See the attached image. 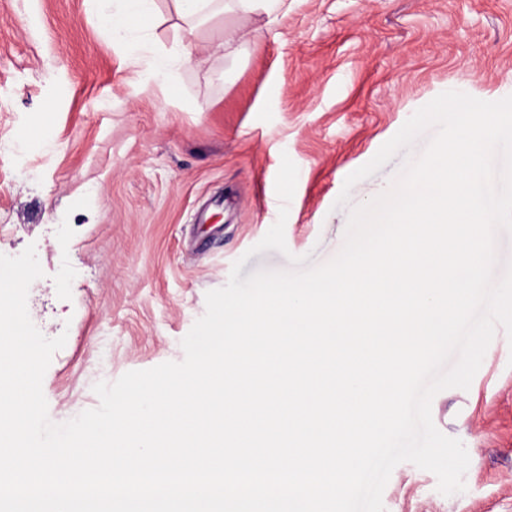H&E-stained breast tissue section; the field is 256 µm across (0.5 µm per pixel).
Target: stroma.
Instances as JSON below:
<instances>
[{
    "instance_id": "obj_1",
    "label": "stroma",
    "mask_w": 512,
    "mask_h": 512,
    "mask_svg": "<svg viewBox=\"0 0 512 512\" xmlns=\"http://www.w3.org/2000/svg\"><path fill=\"white\" fill-rule=\"evenodd\" d=\"M117 0H0V254L34 246L43 277L27 307L66 335L44 375L52 422L99 399L95 383L184 358L181 341L223 287L322 264L341 250L352 207L386 191L420 136L337 205L369 162L433 98L512 95V0H285L192 29L152 0L132 34L146 56L181 46L170 83L126 61L95 14ZM246 42L224 50L231 28ZM298 168L287 253L249 255L276 222L282 156ZM460 439L463 493L397 465L386 512H512V342L497 330L469 389L431 404Z\"/></svg>"
}]
</instances>
